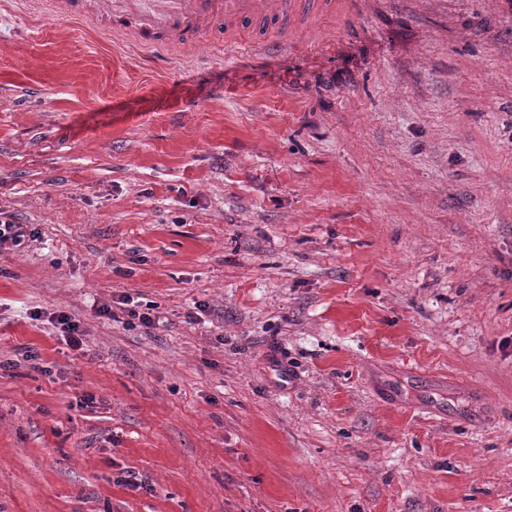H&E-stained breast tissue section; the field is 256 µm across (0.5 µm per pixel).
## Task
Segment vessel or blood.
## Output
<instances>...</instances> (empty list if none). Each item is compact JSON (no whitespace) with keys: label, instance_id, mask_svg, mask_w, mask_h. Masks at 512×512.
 <instances>
[{"label":"vessel or blood","instance_id":"obj_1","mask_svg":"<svg viewBox=\"0 0 512 512\" xmlns=\"http://www.w3.org/2000/svg\"><path fill=\"white\" fill-rule=\"evenodd\" d=\"M326 0H84L82 14L102 31L122 28L140 38L185 45L204 26L255 21L290 29Z\"/></svg>","mask_w":512,"mask_h":512}]
</instances>
